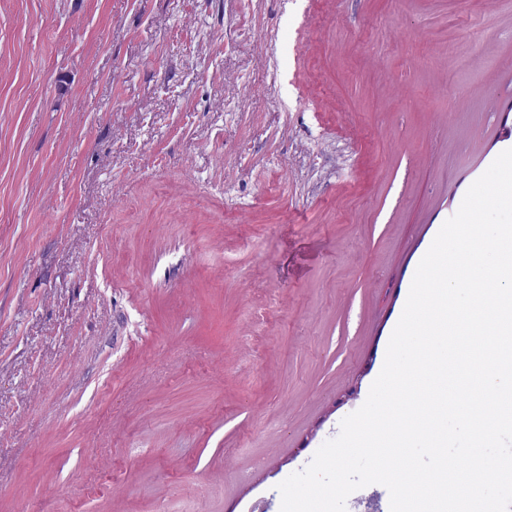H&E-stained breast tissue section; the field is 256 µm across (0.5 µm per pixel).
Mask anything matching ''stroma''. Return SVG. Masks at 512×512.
<instances>
[{"mask_svg": "<svg viewBox=\"0 0 512 512\" xmlns=\"http://www.w3.org/2000/svg\"><path fill=\"white\" fill-rule=\"evenodd\" d=\"M512 148V0H0V512H280Z\"/></svg>", "mask_w": 512, "mask_h": 512, "instance_id": "35a3bbf8", "label": "stroma"}]
</instances>
